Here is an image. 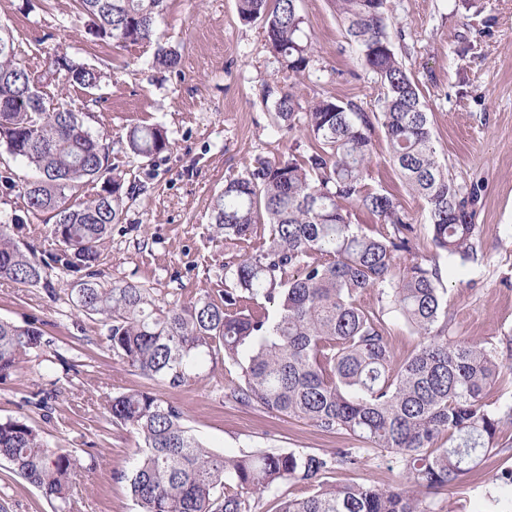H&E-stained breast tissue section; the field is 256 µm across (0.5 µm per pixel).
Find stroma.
I'll return each mask as SVG.
<instances>
[{
  "label": "stroma",
  "instance_id": "obj_1",
  "mask_svg": "<svg viewBox=\"0 0 512 512\" xmlns=\"http://www.w3.org/2000/svg\"><path fill=\"white\" fill-rule=\"evenodd\" d=\"M395 48L417 81L434 128L439 162L455 184L478 185L474 218L479 232L476 261L442 264L447 290L448 333L477 344L512 336V0H388ZM315 51L309 77L288 85L266 42L262 22L240 21L236 0H168L161 30L180 55L177 72L152 67L146 44L120 46L89 34L71 0H0V26L39 79L55 94L49 72L54 48L110 77L103 100L92 104L72 88L63 101L88 113L92 132L112 138V166L125 181L146 184L131 202L128 221L114 225L98 266L102 284L138 282L155 289L160 301L224 296V262L230 255L212 228L211 206L226 180L240 176L257 159H277L305 145L299 132L270 129L264 92L293 90L301 104L334 97L373 108L381 89L367 74L343 31L331 0H298ZM159 125L173 144L152 159L133 156L126 134L135 126ZM371 184L393 194L410 214L420 238H427L424 201L388 161L383 134H375ZM22 197L0 188V223L26 215ZM21 244L52 251L57 243L44 216H29ZM69 274L52 270L47 283L21 287L0 280V319L40 326L49 341L41 357L22 361L0 381V419L23 418L52 448L80 460L71 486L75 512H137L126 483L143 441L112 424L110 398L149 390L178 406L184 423L207 447L238 455L257 448L325 452L348 448L352 439L314 425L243 408L225 396L237 380L236 366L204 357L186 385L172 387L144 377L112 354L98 321L81 315L66 286ZM55 387L51 417L27 405L26 397ZM501 445L484 469L466 483L430 495L436 512H487L495 491L492 472L512 469V424L500 427ZM396 455L371 448L355 470L328 477L344 485L397 481ZM0 505L6 512H53L32 485L0 461Z\"/></svg>",
  "mask_w": 512,
  "mask_h": 512
}]
</instances>
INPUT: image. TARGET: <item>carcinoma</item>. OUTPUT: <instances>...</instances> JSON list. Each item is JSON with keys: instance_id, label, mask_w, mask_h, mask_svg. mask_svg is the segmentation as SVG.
Here are the masks:
<instances>
[{"instance_id": "cac0c4a2", "label": "carcinoma", "mask_w": 512, "mask_h": 512, "mask_svg": "<svg viewBox=\"0 0 512 512\" xmlns=\"http://www.w3.org/2000/svg\"><path fill=\"white\" fill-rule=\"evenodd\" d=\"M365 69L383 89L378 108L324 98L302 107L283 92L271 103V129H304L307 149L260 161L228 180L212 203L216 233L235 248L259 246L224 262V300L175 299L159 305L155 291L126 282H96L112 225L127 202L144 193L113 173L107 137L92 133L80 113L50 102L38 90L12 33L0 27V148L35 168L18 181L0 170V184L24 199L27 211L54 219L59 249L23 252L17 215L0 225V279L35 286L60 267L76 306L107 327L108 347L146 378L181 386L201 357L224 353L239 368L225 397L243 408L296 417L329 434L346 433L358 448L329 453L256 449L227 456L207 448L183 424L179 408L151 391L112 398L110 420L143 439L135 464L117 479L127 483L139 512H254L255 498L299 486L308 496L281 494L278 512H433L424 494L457 486L482 468L499 447L500 425L512 407L491 409L488 385L512 378V336L497 345L448 337V309L439 260L476 259L473 224L479 189H463L436 156L431 118L418 84L399 61L388 31V0H332ZM90 33L125 45L155 46L152 66L173 72L179 54L165 46L160 23L166 0H72ZM240 20L264 22L266 40L288 77L309 74L313 54L297 0H237ZM61 90L78 86L98 103L105 74L52 55ZM385 133L389 160L425 202L431 254L403 206L368 183L373 133ZM133 154L151 158L171 150L160 126L127 132ZM375 219L351 222L348 207ZM373 290L379 308L358 295ZM277 306L269 318L261 301ZM396 313L417 348L394 362L387 315ZM49 340L30 323L0 320V380ZM54 390L29 403L49 413ZM446 444L436 445L438 436ZM399 457L401 479L388 486L331 484L338 468L354 470L362 450ZM0 459L37 488L56 512H70V486L78 460L51 448L24 419H0Z\"/></svg>"}]
</instances>
